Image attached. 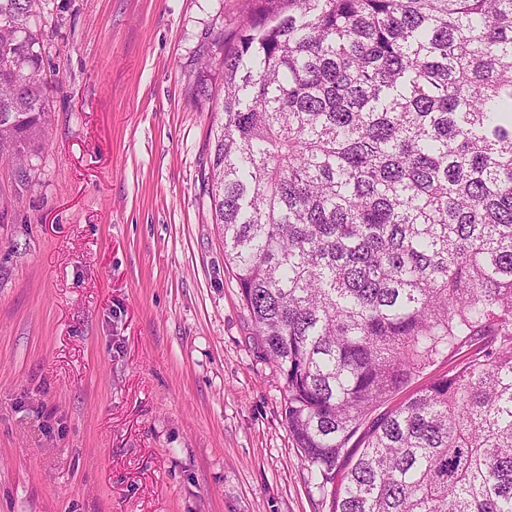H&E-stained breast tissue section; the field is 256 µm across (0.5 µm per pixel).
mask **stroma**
<instances>
[{"label": "stroma", "instance_id": "1", "mask_svg": "<svg viewBox=\"0 0 512 512\" xmlns=\"http://www.w3.org/2000/svg\"><path fill=\"white\" fill-rule=\"evenodd\" d=\"M249 0H36L50 125L0 161V512H328L210 214Z\"/></svg>", "mask_w": 512, "mask_h": 512}]
</instances>
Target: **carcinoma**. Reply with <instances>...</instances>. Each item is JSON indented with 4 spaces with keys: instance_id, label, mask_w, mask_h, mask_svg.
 Masks as SVG:
<instances>
[{
    "instance_id": "1",
    "label": "carcinoma",
    "mask_w": 512,
    "mask_h": 512,
    "mask_svg": "<svg viewBox=\"0 0 512 512\" xmlns=\"http://www.w3.org/2000/svg\"><path fill=\"white\" fill-rule=\"evenodd\" d=\"M251 3L205 188L314 487L329 512H512V0ZM33 17L0 0L21 183L49 112Z\"/></svg>"
}]
</instances>
